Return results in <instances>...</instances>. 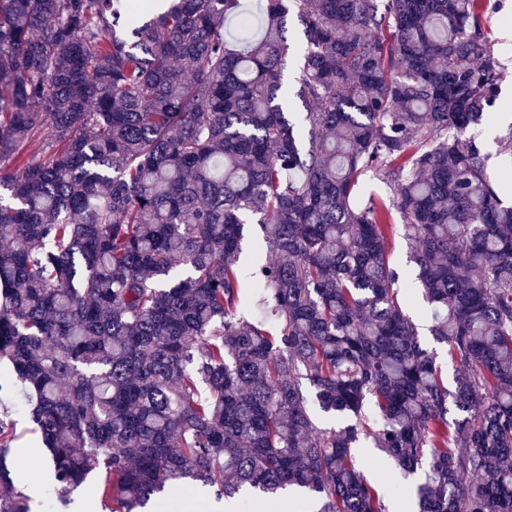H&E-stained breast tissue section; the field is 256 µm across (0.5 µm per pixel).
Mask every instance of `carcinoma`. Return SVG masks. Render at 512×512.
Here are the masks:
<instances>
[{
  "mask_svg": "<svg viewBox=\"0 0 512 512\" xmlns=\"http://www.w3.org/2000/svg\"><path fill=\"white\" fill-rule=\"evenodd\" d=\"M154 2L0 0V362L55 481L105 472L109 512L190 483L389 512L353 454L370 436L423 473L419 512H512V126L495 175L469 135L507 77L484 0H259L238 36L247 0ZM13 441L1 419L0 512H30ZM303 40V27L296 17H292L288 24V43L291 46L290 55L286 57V69L285 76L286 80L290 85L294 84L295 77L298 75L296 67L294 65V59L292 54H296L302 45ZM387 247L392 265L400 273L405 287H408L403 288L406 299V312L418 324L421 345L427 350L436 353L437 365L440 367L443 377H447L448 386L451 387L456 373V363L448 355V347L435 341L428 331L430 325L428 309L422 301L417 288V268L414 263L409 262L410 249L408 241L403 237L399 228L389 236Z\"/></svg>",
  "mask_w": 512,
  "mask_h": 512,
  "instance_id": "1",
  "label": "carcinoma"
}]
</instances>
